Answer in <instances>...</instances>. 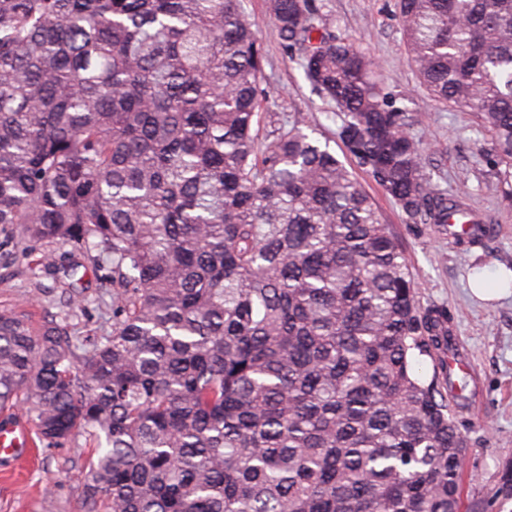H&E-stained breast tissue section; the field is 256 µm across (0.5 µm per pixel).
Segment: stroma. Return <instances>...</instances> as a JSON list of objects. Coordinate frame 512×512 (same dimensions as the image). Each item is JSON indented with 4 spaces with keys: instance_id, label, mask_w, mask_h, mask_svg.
<instances>
[{
    "instance_id": "obj_1",
    "label": "stroma",
    "mask_w": 512,
    "mask_h": 512,
    "mask_svg": "<svg viewBox=\"0 0 512 512\" xmlns=\"http://www.w3.org/2000/svg\"><path fill=\"white\" fill-rule=\"evenodd\" d=\"M338 35L369 57L386 90L402 97L424 119L415 134L425 147L434 181L449 194L464 195L472 212L495 224V236L462 251L428 224L406 223L399 207L365 172L357 177L396 237L417 283L421 307L448 311V330L467 358L470 370L465 400L451 402L466 439L462 454V512H512V500L499 495L501 476L512 469V294L493 302L474 297L469 281L501 285L500 269L512 270V201L504 200L493 164L491 136L477 114L442 103L421 88L406 59V44L396 0H324ZM253 30L265 47L271 109L291 112L315 126L322 136L336 129L333 105L312 90L294 56L279 45L268 0H241ZM45 244L16 240L0 246V310L30 315L39 324L60 313L64 272L76 261L70 247L54 246L55 264L45 266ZM83 308L70 312L75 330L111 326L112 308L98 303L107 289L93 264L82 268ZM83 438L62 448L35 447L27 460H0V512H77L88 480Z\"/></svg>"
}]
</instances>
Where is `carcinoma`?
I'll return each instance as SVG.
<instances>
[{
    "mask_svg": "<svg viewBox=\"0 0 512 512\" xmlns=\"http://www.w3.org/2000/svg\"><path fill=\"white\" fill-rule=\"evenodd\" d=\"M269 9L342 160L269 107L240 0H0V228L112 278L99 336L0 310V410L48 448L84 437L82 512H461L463 437L411 368L448 376V312L421 309L350 167L458 246L471 210L323 0ZM397 9L421 85L479 114L512 191V0Z\"/></svg>",
    "mask_w": 512,
    "mask_h": 512,
    "instance_id": "1",
    "label": "carcinoma"
}]
</instances>
